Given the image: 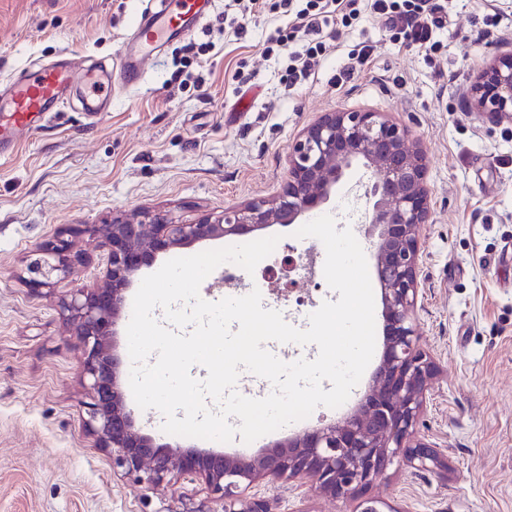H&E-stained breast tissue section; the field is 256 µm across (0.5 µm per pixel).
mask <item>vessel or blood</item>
Returning <instances> with one entry per match:
<instances>
[{"label":"vessel or blood","mask_w":512,"mask_h":512,"mask_svg":"<svg viewBox=\"0 0 512 512\" xmlns=\"http://www.w3.org/2000/svg\"><path fill=\"white\" fill-rule=\"evenodd\" d=\"M213 0H169L167 8L137 17L134 34L122 46L118 72L78 66L70 56L37 64L0 90V156L17 149L52 112L79 98L85 111L105 112L112 103V77L136 85L145 63L169 43L190 35L210 12Z\"/></svg>","instance_id":"obj_1"}]
</instances>
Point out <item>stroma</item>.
Masks as SVG:
<instances>
[{"mask_svg":"<svg viewBox=\"0 0 512 512\" xmlns=\"http://www.w3.org/2000/svg\"><path fill=\"white\" fill-rule=\"evenodd\" d=\"M225 0L190 36L149 61L141 82L112 92L109 111L71 106L52 113L0 158V512H224L202 481L173 478L148 489L112 469L84 429L88 381L78 337L60 316L76 285L102 276L91 237L83 260L55 287L32 293L22 275L34 242L70 224H101L113 210L165 209L183 221L274 198L288 177L301 130L323 113L370 110L407 126L426 166L430 218L421 245L418 344L436 369L417 425L439 466L391 465L370 487L394 512H512V123L470 111L461 85L495 48L512 44V0H447L436 49L385 29L371 0H341L358 20L324 28L326 46L305 80L288 87V58L268 37L290 17L262 9L248 31L226 30ZM159 0H0V85L31 64L69 53L116 65L133 20ZM373 53L340 79L362 45ZM256 97L233 114L239 97ZM374 169L349 170L318 215L365 213ZM272 225L250 240L278 237L271 264L294 258L287 290L269 309L304 330L323 302L337 301L323 271L308 273L310 238ZM155 409L136 410L135 428L170 451L226 453L210 440L165 433ZM270 512H356L315 482L256 483Z\"/></svg>","mask_w":512,"mask_h":512,"instance_id":"1","label":"stroma"}]
</instances>
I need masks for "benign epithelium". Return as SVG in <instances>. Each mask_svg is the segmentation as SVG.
Returning <instances> with one entry per match:
<instances>
[{"mask_svg":"<svg viewBox=\"0 0 512 512\" xmlns=\"http://www.w3.org/2000/svg\"><path fill=\"white\" fill-rule=\"evenodd\" d=\"M463 88L476 111L494 121H512V46L468 73ZM409 141L407 127L378 112H326L300 132L288 160V179L271 200L188 222L165 209L148 210L136 221L118 211L103 224H74L33 244L24 278L33 293L69 278L80 261L73 251L75 237H92L106 259L102 278L91 287L73 288L60 315L79 336L89 380L85 430L112 456V467L148 488L175 475L200 478L224 503V512H270L266 502L247 495L259 481L314 478L320 490L354 498L364 495L399 458L415 468L438 465L434 446L415 438L433 389L434 364L417 344L414 318L421 252L414 228L428 223L430 207L423 159ZM359 163L380 170V178L365 191L372 201L365 222L378 232L375 260L386 328L382 362L359 409L253 458L193 450L175 455L137 432L134 410L120 384L119 362L110 352L133 276L169 249L241 236L270 224H294L329 202L346 172Z\"/></svg>","mask_w":512,"mask_h":512,"instance_id":"obj_1","label":"benign epithelium"}]
</instances>
